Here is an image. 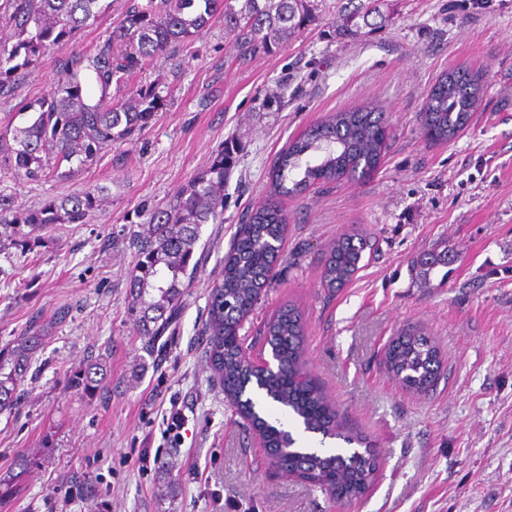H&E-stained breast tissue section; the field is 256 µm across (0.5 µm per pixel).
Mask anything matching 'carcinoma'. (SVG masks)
Segmentation results:
<instances>
[{
	"instance_id": "cac0c4a2",
	"label": "carcinoma",
	"mask_w": 512,
	"mask_h": 512,
	"mask_svg": "<svg viewBox=\"0 0 512 512\" xmlns=\"http://www.w3.org/2000/svg\"><path fill=\"white\" fill-rule=\"evenodd\" d=\"M129 0L125 14L110 36L90 52L76 49L81 35L102 15L103 0H0V23L10 27L15 42L0 44V98L13 92L16 77L37 65L49 50L60 54L62 77L47 97L25 103L32 117L21 127L0 134V168L19 178L38 181L46 176L65 178L91 165L106 147L121 146L144 130L154 112L164 105L155 83L140 88L134 103L103 104L112 88L143 66L178 46H189L218 19L236 32L241 50L269 52L289 41L310 17L309 0ZM385 0H359L346 16L345 31L378 28L387 15ZM95 84L100 100H88L87 86ZM483 92L481 78L463 69L442 76L427 96L420 113L426 137L453 139L469 125ZM384 113L372 108L348 109L328 116L277 156L270 174L271 190L265 203L238 225L224 256V268L208 293L210 359L224 395L236 415L248 421L268 449L270 460L285 472L303 473L338 502L360 496L376 470L368 448L349 454L318 453L297 444L291 431L270 423L252 397L266 398L290 409L303 430L351 445L362 442L340 429L336 412L304 371V324L292 308L282 310L265 328V344L276 368L250 362L238 339L241 322L253 310L270 275L282 259L287 218L278 200L300 195L316 184L344 177L360 178L375 170L386 145ZM235 161L232 144L216 154L211 165L194 176L170 205L151 216L146 232L134 235L136 261L129 275L128 314L139 333L156 340L169 327L184 290L196 273L192 264L200 228L221 219L224 174ZM68 169H62L63 165ZM93 191L45 201L32 211L25 228L15 227L6 200L0 198V227H10L28 244L52 224H85L99 206ZM364 242L339 238L323 269L325 287H344L359 270ZM448 264V256L433 251L423 255V277ZM42 343L41 330H31L0 347V413L13 409L21 396L31 360ZM391 372L406 386L426 392L435 383L439 353L428 338L417 333L393 337L386 351ZM104 373L88 364L68 378L72 388L93 394L104 389Z\"/></svg>"
}]
</instances>
